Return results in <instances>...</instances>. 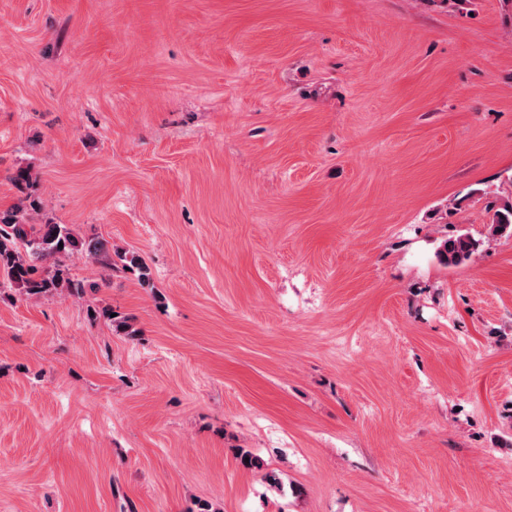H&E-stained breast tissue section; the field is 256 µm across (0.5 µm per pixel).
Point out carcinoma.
I'll list each match as a JSON object with an SVG mask.
<instances>
[{
  "label": "carcinoma",
  "mask_w": 512,
  "mask_h": 512,
  "mask_svg": "<svg viewBox=\"0 0 512 512\" xmlns=\"http://www.w3.org/2000/svg\"><path fill=\"white\" fill-rule=\"evenodd\" d=\"M488 211L493 213L489 232L493 236L512 237V203L492 202ZM480 241L467 233L447 238L439 251L443 261L462 264L478 250ZM103 251L98 241L78 237L65 224H31L27 207L13 206L0 212V273L4 283L26 296H33L64 288L68 295L82 298L86 288L96 287L83 280L63 277L64 261L77 255L97 257ZM122 269L138 271L139 280H150L148 267L134 252L118 254Z\"/></svg>",
  "instance_id": "carcinoma-1"
}]
</instances>
